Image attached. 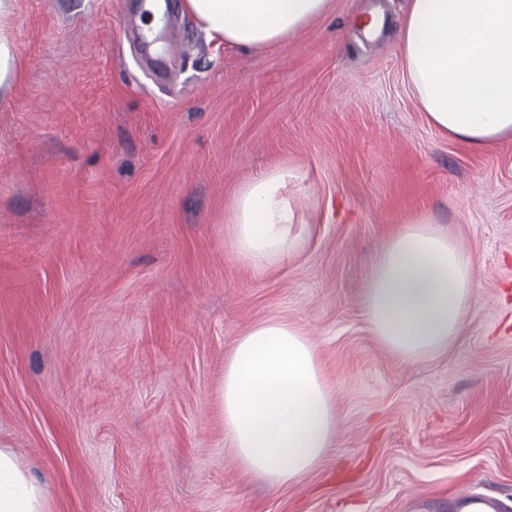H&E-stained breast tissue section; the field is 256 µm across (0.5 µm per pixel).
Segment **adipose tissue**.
<instances>
[{
    "instance_id": "1",
    "label": "adipose tissue",
    "mask_w": 512,
    "mask_h": 512,
    "mask_svg": "<svg viewBox=\"0 0 512 512\" xmlns=\"http://www.w3.org/2000/svg\"><path fill=\"white\" fill-rule=\"evenodd\" d=\"M16 0H0V99L20 76L10 26ZM209 39L244 49L298 34L329 0H184ZM408 80L442 136L482 150L512 138V0H409L398 33ZM298 171L256 175L232 200L234 253L255 272L302 245L289 184ZM473 260L418 216L401 222L376 253L362 297L368 328L401 361L446 352L472 313ZM224 443L245 475L272 487L300 481L336 443V399L313 343L268 319L250 327L224 360ZM0 512H51L44 487L0 448Z\"/></svg>"
}]
</instances>
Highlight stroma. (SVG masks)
Listing matches in <instances>:
<instances>
[{
    "mask_svg": "<svg viewBox=\"0 0 512 512\" xmlns=\"http://www.w3.org/2000/svg\"><path fill=\"white\" fill-rule=\"evenodd\" d=\"M138 0H16L20 79L0 99V447L52 512H512V139L441 136L397 49L408 0H330L299 34L150 54ZM385 15L367 38L358 24ZM308 233L264 273L230 203L254 175ZM431 216L475 263L455 347L383 349L361 294L395 225ZM277 318L336 389V448L300 482L244 475L224 445V359Z\"/></svg>",
    "mask_w": 512,
    "mask_h": 512,
    "instance_id": "obj_1",
    "label": "stroma"
}]
</instances>
